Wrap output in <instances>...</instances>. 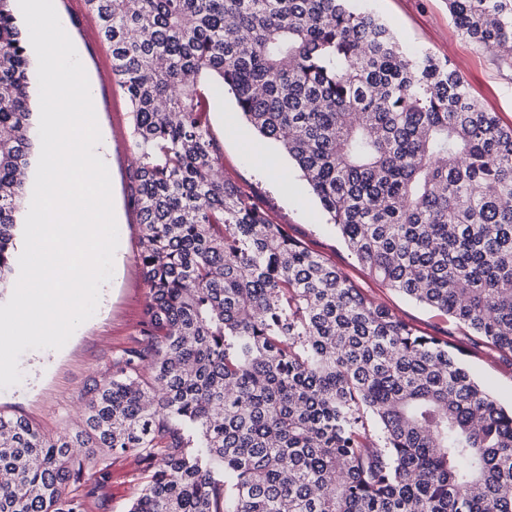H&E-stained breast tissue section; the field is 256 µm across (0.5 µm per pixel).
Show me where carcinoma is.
Segmentation results:
<instances>
[{
  "mask_svg": "<svg viewBox=\"0 0 512 512\" xmlns=\"http://www.w3.org/2000/svg\"><path fill=\"white\" fill-rule=\"evenodd\" d=\"M16 0H0V288L37 145ZM137 154L150 301L73 433L0 412V512H88L108 457L126 512H512V409L448 341L376 305L217 177L203 76L278 142L389 287L512 353V126L448 62L350 0H86ZM512 67V0H448ZM140 473L141 465L135 456L113 457L108 477L101 480L98 496L88 512H124L132 484Z\"/></svg>",
  "mask_w": 512,
  "mask_h": 512,
  "instance_id": "cac0c4a2",
  "label": "carcinoma"
}]
</instances>
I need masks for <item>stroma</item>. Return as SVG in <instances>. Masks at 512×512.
Returning a JSON list of instances; mask_svg holds the SVG:
<instances>
[{
	"label": "stroma",
	"instance_id": "1",
	"mask_svg": "<svg viewBox=\"0 0 512 512\" xmlns=\"http://www.w3.org/2000/svg\"><path fill=\"white\" fill-rule=\"evenodd\" d=\"M352 5L383 21L407 52H427L448 62L467 81L483 109L496 113L502 125L512 126V69L462 36L448 17V0H353ZM54 6L96 89L93 106L105 136L103 152L111 177L119 245L113 275L101 286L95 314L62 349L22 353L21 382L0 388V411L25 418L49 435L71 431L81 423L90 384L107 376L113 355L137 336L149 301L137 261L142 226L127 202L129 173L135 162L127 99L86 0H54ZM202 90L210 130L221 148L225 180L252 195L274 223L284 225L291 237L340 269L366 298L385 306L421 334L447 340L458 349L470 376L504 408H511L512 354L483 344L469 329L371 274L347 248L294 161L246 121L231 91L210 81ZM140 473L135 456L113 458L89 512H124Z\"/></svg>",
	"mask_w": 512,
	"mask_h": 512
}]
</instances>
